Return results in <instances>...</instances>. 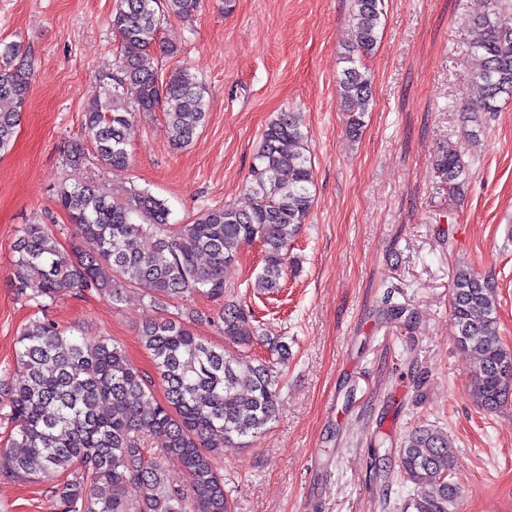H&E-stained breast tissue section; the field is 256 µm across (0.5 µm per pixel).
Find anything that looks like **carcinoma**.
Wrapping results in <instances>:
<instances>
[{"instance_id": "carcinoma-1", "label": "carcinoma", "mask_w": 512, "mask_h": 512, "mask_svg": "<svg viewBox=\"0 0 512 512\" xmlns=\"http://www.w3.org/2000/svg\"><path fill=\"white\" fill-rule=\"evenodd\" d=\"M474 24L483 31L471 45L477 67L467 80L478 98L469 112H496L512 99V0H479ZM197 0H117L110 25L121 49L105 75L104 91L85 109L84 132L97 164L129 168L127 131L135 116L164 112L172 148L198 137L209 112L206 88L187 67L159 78L154 49L165 17L188 18ZM383 16L381 0H354L351 66L338 78L357 135L371 102V77L357 61L374 51ZM32 65L19 45L0 42V155L12 147L29 94ZM433 170L451 194L468 178L464 154L441 151ZM313 169L298 112H281L264 130L250 166V206L210 208L190 224L169 223L164 201L133 188L118 196L95 180L57 192V204L77 231L64 248L44 222L21 227L14 243L11 287L39 304L72 294H97L117 304L134 285L160 307L142 326L163 391L158 398L123 348L104 336L89 339L36 318L17 336V384L0 381V409L12 439L0 448V474L50 484L51 512H233L230 490L217 465L224 444H246L275 420L282 395L276 362L288 359V343L266 338L274 361L249 355L259 337L250 308L224 301V268L258 241L264 251L257 287L281 288L293 241L312 209ZM153 239L149 252L134 246ZM200 295L217 303L224 338L236 350L218 348L187 323L165 316L169 300ZM451 317L457 345L475 359L468 388L475 405L500 408L512 392V351L497 334L493 288L467 266L456 268ZM247 391L240 390L242 382ZM16 448L25 449L17 454ZM403 479L424 488L406 512H449L460 492L448 435L420 428L398 450ZM164 457L180 460L185 482L167 479ZM128 486L139 496L124 494Z\"/></svg>"}]
</instances>
